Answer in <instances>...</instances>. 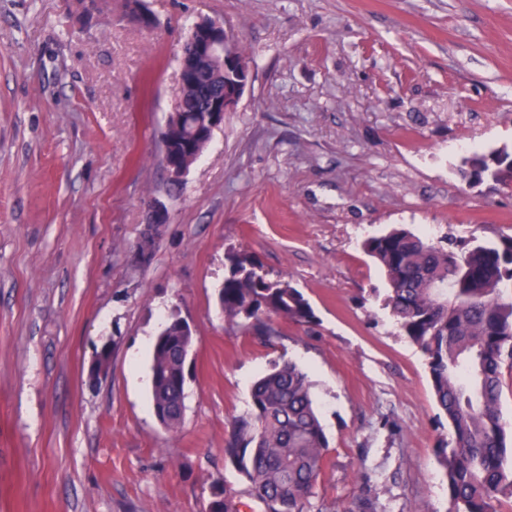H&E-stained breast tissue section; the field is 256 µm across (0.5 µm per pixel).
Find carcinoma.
<instances>
[{
	"instance_id": "carcinoma-1",
	"label": "carcinoma",
	"mask_w": 512,
	"mask_h": 512,
	"mask_svg": "<svg viewBox=\"0 0 512 512\" xmlns=\"http://www.w3.org/2000/svg\"><path fill=\"white\" fill-rule=\"evenodd\" d=\"M185 51L191 79L175 110L188 119L160 132L174 156L196 157L206 139L194 134L210 95L229 74ZM512 150L473 154L460 169L469 184L505 183ZM363 250L388 282L385 307L400 332L423 355L448 438L437 448L448 512H497L499 496L512 495V422L501 405L503 369L512 367V236L466 240L424 237L405 227L366 238ZM218 301L224 322L264 343L281 336L278 324L310 325L314 311L296 288L272 279L245 250L225 257ZM193 336L175 323L161 329L151 360L152 407L164 409L167 430L184 416L185 363ZM329 440L319 419L308 375L296 364L271 369L252 386L246 414L234 418L224 438V460L245 484V495L264 512H310ZM237 492L212 487L209 512H239Z\"/></svg>"
}]
</instances>
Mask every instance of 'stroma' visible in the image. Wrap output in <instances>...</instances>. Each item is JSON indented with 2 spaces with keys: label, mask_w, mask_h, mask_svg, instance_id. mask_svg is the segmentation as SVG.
I'll use <instances>...</instances> for the list:
<instances>
[{
  "label": "stroma",
  "mask_w": 512,
  "mask_h": 512,
  "mask_svg": "<svg viewBox=\"0 0 512 512\" xmlns=\"http://www.w3.org/2000/svg\"><path fill=\"white\" fill-rule=\"evenodd\" d=\"M126 2L0 0V512H204L213 483L242 489L225 431L286 362L329 439L313 505L446 512L448 421L362 242L512 235V189L458 174L512 149V0H145L150 29ZM202 18L234 30L253 81L175 188L160 132ZM151 198L169 220L142 264ZM231 250L298 288L314 324L269 345L228 328ZM173 313L194 336L175 433L144 345Z\"/></svg>",
  "instance_id": "1"
}]
</instances>
